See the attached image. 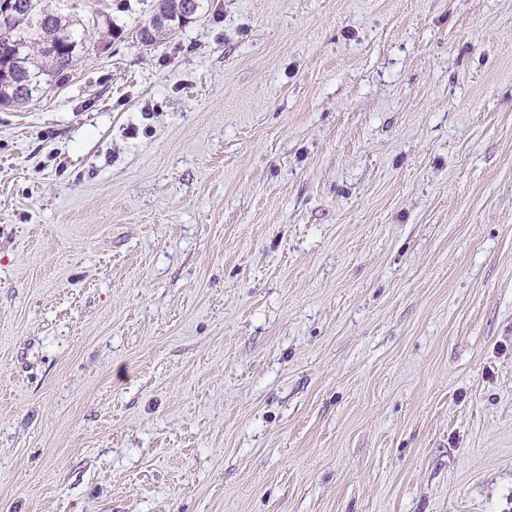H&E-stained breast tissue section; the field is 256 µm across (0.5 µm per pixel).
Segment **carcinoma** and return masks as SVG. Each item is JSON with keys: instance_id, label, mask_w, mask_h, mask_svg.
Masks as SVG:
<instances>
[{"instance_id": "carcinoma-1", "label": "carcinoma", "mask_w": 512, "mask_h": 512, "mask_svg": "<svg viewBox=\"0 0 512 512\" xmlns=\"http://www.w3.org/2000/svg\"><path fill=\"white\" fill-rule=\"evenodd\" d=\"M191 19L184 0H157L138 31L146 46L167 39ZM85 33L68 16L48 13L38 0H10L0 14V107H16L43 91V81L67 70L84 50Z\"/></svg>"}]
</instances>
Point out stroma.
<instances>
[{"mask_svg": "<svg viewBox=\"0 0 512 512\" xmlns=\"http://www.w3.org/2000/svg\"><path fill=\"white\" fill-rule=\"evenodd\" d=\"M0 109V512H512V0H60ZM1 1L11 2L4 15ZM38 1L45 0H0V107L28 102L43 91L45 77L67 70L84 50L78 20L43 11ZM155 12L147 24L138 31V38L145 46L167 39L183 28L192 16L184 12V0H157ZM162 15L175 21L172 28H166L156 22L157 16Z\"/></svg>", "mask_w": 512, "mask_h": 512, "instance_id": "1", "label": "stroma"}]
</instances>
